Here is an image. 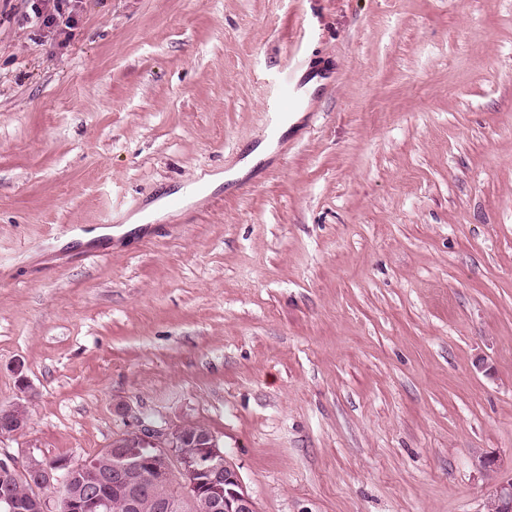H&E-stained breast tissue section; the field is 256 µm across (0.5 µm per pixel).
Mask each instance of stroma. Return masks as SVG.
Segmentation results:
<instances>
[{"instance_id": "obj_1", "label": "stroma", "mask_w": 512, "mask_h": 512, "mask_svg": "<svg viewBox=\"0 0 512 512\" xmlns=\"http://www.w3.org/2000/svg\"><path fill=\"white\" fill-rule=\"evenodd\" d=\"M36 2L0 0V404L29 407L0 460L199 422L259 512H485L481 456L512 472V0H64L62 49ZM295 58L322 80L299 123L179 198L269 138ZM300 67L301 61L296 58L288 64V68L279 75L278 88L268 108V112L270 113L268 125L270 128H274L284 112H288L291 103L290 91L294 86L295 76Z\"/></svg>"}]
</instances>
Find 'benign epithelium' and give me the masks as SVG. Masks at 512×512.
<instances>
[{
	"label": "benign epithelium",
	"mask_w": 512,
	"mask_h": 512,
	"mask_svg": "<svg viewBox=\"0 0 512 512\" xmlns=\"http://www.w3.org/2000/svg\"><path fill=\"white\" fill-rule=\"evenodd\" d=\"M125 439L137 441L138 447H126ZM183 440L180 426H153L138 418L130 431L106 448L113 460L109 472L100 471L99 464L89 460L46 461L32 454L21 470L10 462L1 464L0 485L12 486L19 471L34 488L66 477L72 484L53 502L32 498L33 512H112L110 498L89 491L91 486L110 481L113 488L121 490L127 512H140L141 491L176 475L184 487L181 497L156 498L155 512H183L201 497L209 500L216 512H258L214 434L197 436L196 448L191 452L183 448ZM481 463L488 477L486 512H512V475L499 473L489 457L481 458Z\"/></svg>",
	"instance_id": "benign-epithelium-1"
}]
</instances>
